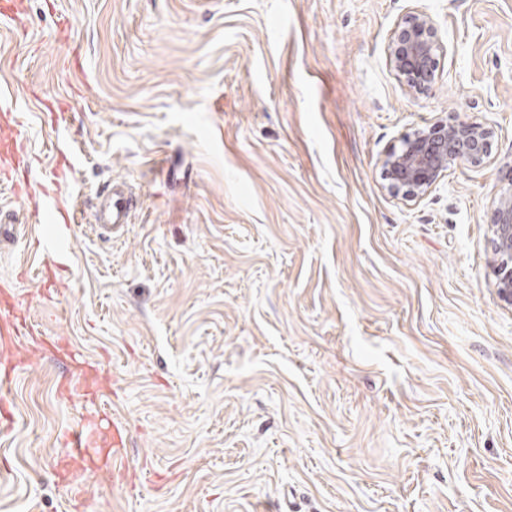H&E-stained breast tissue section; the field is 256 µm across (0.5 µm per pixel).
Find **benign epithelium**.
I'll use <instances>...</instances> for the list:
<instances>
[{"label": "benign epithelium", "mask_w": 512, "mask_h": 512, "mask_svg": "<svg viewBox=\"0 0 512 512\" xmlns=\"http://www.w3.org/2000/svg\"><path fill=\"white\" fill-rule=\"evenodd\" d=\"M447 47L433 18L420 6L410 8L391 29L389 63L411 93L429 91L438 78ZM492 132L480 123L437 119L405 136L383 160L387 190L406 201H419L436 190L448 169L480 165L491 155ZM497 288L512 301V188L494 202L491 224Z\"/></svg>", "instance_id": "7a95c632"}]
</instances>
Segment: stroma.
Instances as JSON below:
<instances>
[{
  "label": "stroma",
  "mask_w": 512,
  "mask_h": 512,
  "mask_svg": "<svg viewBox=\"0 0 512 512\" xmlns=\"http://www.w3.org/2000/svg\"><path fill=\"white\" fill-rule=\"evenodd\" d=\"M0 97L51 168L67 103L75 222L42 297L30 202L0 188V289L44 339L1 393L0 512H512V301L490 224L512 185V0H421L448 51L408 92L387 59L412 0H22ZM493 131L418 202L382 161L436 119ZM115 179L133 221L102 237ZM106 376L95 402L63 378ZM130 438L123 487L55 476L68 430Z\"/></svg>",
  "instance_id": "obj_1"
}]
</instances>
